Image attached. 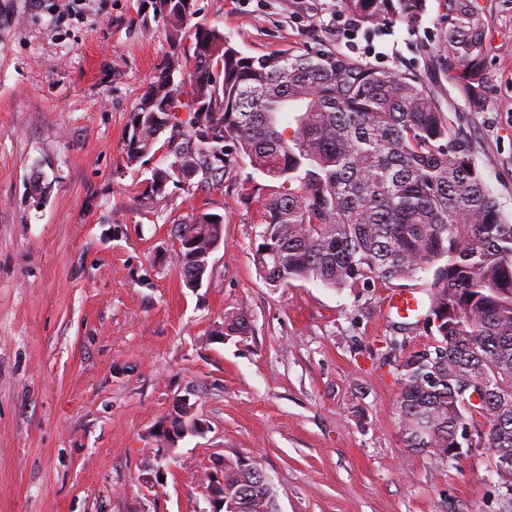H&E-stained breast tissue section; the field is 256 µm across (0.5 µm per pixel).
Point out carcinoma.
<instances>
[{"mask_svg": "<svg viewBox=\"0 0 512 512\" xmlns=\"http://www.w3.org/2000/svg\"><path fill=\"white\" fill-rule=\"evenodd\" d=\"M427 0H341L367 29L417 25ZM438 70L475 109L483 102L484 21L475 0H441ZM175 46L134 108L128 165L145 163L165 135L145 195L168 185L221 189L237 157L283 181L265 203L254 263L271 288L315 281L338 290L377 281H428L432 348L399 360L397 399L407 448L448 460L486 427L496 486L512 487V222L486 189L468 141L434 94L406 74L328 50L251 56L217 27L188 26L175 0L158 10ZM296 106L291 137L277 114ZM183 168L178 177L175 164ZM296 187H291V184ZM224 234L201 212L176 236ZM183 250L186 280L201 270ZM224 337L252 334L246 314L224 316ZM480 391L484 404L466 401ZM255 467L227 465L224 502L235 512H277L278 493Z\"/></svg>", "mask_w": 512, "mask_h": 512, "instance_id": "obj_1", "label": "carcinoma"}]
</instances>
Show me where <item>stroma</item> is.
<instances>
[{
  "label": "stroma",
  "instance_id": "stroma-1",
  "mask_svg": "<svg viewBox=\"0 0 512 512\" xmlns=\"http://www.w3.org/2000/svg\"><path fill=\"white\" fill-rule=\"evenodd\" d=\"M477 3V109L432 62L439 0L380 31L340 0H194L191 21L252 56L321 48L418 78L512 220V0ZM171 51L150 0H0V512H208L211 475L245 457L280 512H502L483 452L448 464L402 441L395 362L434 336L385 299L427 302V275L269 287L253 254L273 181L245 158L223 189L171 186L150 208L149 168L122 148ZM198 211L223 215L224 243L191 289L175 225ZM238 311L251 336L212 340ZM182 399L203 429L160 455Z\"/></svg>",
  "mask_w": 512,
  "mask_h": 512
}]
</instances>
